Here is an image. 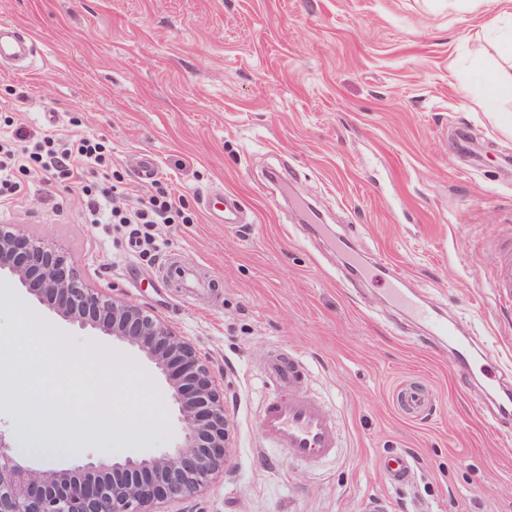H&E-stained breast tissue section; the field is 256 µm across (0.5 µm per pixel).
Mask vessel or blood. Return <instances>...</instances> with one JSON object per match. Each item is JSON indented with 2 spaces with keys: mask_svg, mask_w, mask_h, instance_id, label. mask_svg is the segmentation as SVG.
<instances>
[{
  "mask_svg": "<svg viewBox=\"0 0 512 512\" xmlns=\"http://www.w3.org/2000/svg\"><path fill=\"white\" fill-rule=\"evenodd\" d=\"M35 53L27 34L16 27L0 26V64L25 69ZM352 269L366 279L383 282L390 301L414 322L425 327L429 339L449 342L460 373L471 371L476 350L467 337L461 336L458 325L418 301L409 293L400 274L388 263L367 262L361 251L352 253ZM497 297L512 298V244L502 246L499 270L494 285ZM267 375L274 390L263 402L259 426L269 447L278 448L299 462L318 463L335 456L341 434L335 420L323 406L302 389L303 368L296 360L274 356L267 365ZM433 403L430 388L420 382L400 386L398 404L405 416L419 418ZM382 469L394 483L410 475L408 460L399 454L384 458Z\"/></svg>",
  "mask_w": 512,
  "mask_h": 512,
  "instance_id": "b4317fda",
  "label": "vessel or blood"
}]
</instances>
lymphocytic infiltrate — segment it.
Returning <instances> with one entry per match:
<instances>
[{"mask_svg":"<svg viewBox=\"0 0 512 512\" xmlns=\"http://www.w3.org/2000/svg\"><path fill=\"white\" fill-rule=\"evenodd\" d=\"M112 148L94 135L74 132L62 137L45 129L0 131V207L8 208L26 191V180L34 175L63 182L85 206L91 224L133 227L144 251L156 250L154 228L159 224H188L179 195L162 183L135 207H120L112 200Z\"/></svg>","mask_w":512,"mask_h":512,"instance_id":"1","label":"lymphocytic infiltrate"}]
</instances>
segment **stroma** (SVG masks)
<instances>
[{
  "instance_id": "35a3bbf8",
  "label": "stroma",
  "mask_w": 512,
  "mask_h": 512,
  "mask_svg": "<svg viewBox=\"0 0 512 512\" xmlns=\"http://www.w3.org/2000/svg\"><path fill=\"white\" fill-rule=\"evenodd\" d=\"M0 25L37 47L27 71L0 67V127L79 129L112 145V186L131 205L139 158L194 217L160 224L158 253L89 224L63 184L29 178L0 226L61 248L90 287L140 305L196 347L224 388L223 475L164 512H512V427L496 428L480 383L451 347L427 349L381 284L339 283L346 249L311 237L296 199L358 239L405 285L475 337L482 364L512 380V304L497 300L495 244L512 237V0H0ZM235 195L227 225L209 192ZM196 266L208 291L177 286ZM59 349L90 343L136 383L116 401L154 411L152 447L179 433L165 380L135 349L50 317L0 287V341L19 314ZM307 369L303 388L336 418L342 446L316 465L265 447L258 412L272 351ZM408 379L428 385L417 420L396 407ZM408 456L412 480L381 468Z\"/></svg>"
}]
</instances>
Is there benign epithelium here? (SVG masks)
Returning <instances> with one entry per match:
<instances>
[{
	"mask_svg": "<svg viewBox=\"0 0 512 512\" xmlns=\"http://www.w3.org/2000/svg\"><path fill=\"white\" fill-rule=\"evenodd\" d=\"M4 283L24 288L73 327L136 348L164 376L183 436L173 448L34 467L15 432L0 428V512H158L159 504L192 498L224 473V392L190 341L142 307L88 287L57 248L0 227Z\"/></svg>",
	"mask_w": 512,
	"mask_h": 512,
	"instance_id": "1",
	"label": "benign epithelium"
}]
</instances>
